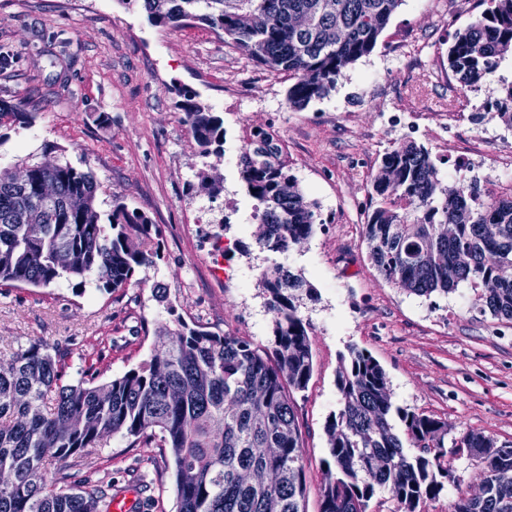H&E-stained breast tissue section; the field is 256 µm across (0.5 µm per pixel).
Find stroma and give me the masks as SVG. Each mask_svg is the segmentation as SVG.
Wrapping results in <instances>:
<instances>
[{"label": "stroma", "mask_w": 512, "mask_h": 512, "mask_svg": "<svg viewBox=\"0 0 512 512\" xmlns=\"http://www.w3.org/2000/svg\"><path fill=\"white\" fill-rule=\"evenodd\" d=\"M464 21L448 18V0H403L372 53L349 65L335 88L302 110L287 103L289 81L225 45L195 24L153 25L142 0H0V48L13 55L0 70V99L35 113L30 128L0 129V170L21 157L66 158L92 171L99 202L120 197L162 229V258L141 288L76 295L67 283L47 288L0 286V357L41 340L61 347L68 382L91 370L98 382L121 376L165 340L173 316L217 334L267 348L274 314L261 280L282 262L315 288L299 311L312 325L314 368L293 399L304 440L307 512H319L328 457L326 423L339 408L336 375L349 347L368 351L384 368L396 405L448 423L449 438L474 430L512 442V323L480 311L467 286L419 297L388 283L368 256L363 226L368 190L383 154L410 140L400 111L413 109L426 125L423 145L452 183L455 162L485 156L471 175L485 187L512 185V132L493 102L501 79H512V54L480 86L460 91L448 78L447 49ZM224 119V153L202 160L176 105L177 87ZM482 113L481 122L471 120ZM274 130L289 166L326 226L287 255L260 249L251 218L254 201L238 174L234 151L247 128ZM453 135L456 155L438 139ZM235 199L238 221L225 237L244 251L215 258L211 236L224 214L223 198L189 193L199 172ZM167 287L159 303L154 284ZM155 444L129 447L112 436L89 449L73 481L91 478L123 490L151 469L156 491L147 512H177L173 473ZM454 480L425 512H450L458 490L478 489L466 450L450 458Z\"/></svg>", "instance_id": "stroma-1"}]
</instances>
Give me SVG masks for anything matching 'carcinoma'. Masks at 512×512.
Wrapping results in <instances>:
<instances>
[{"label":"carcinoma","mask_w":512,"mask_h":512,"mask_svg":"<svg viewBox=\"0 0 512 512\" xmlns=\"http://www.w3.org/2000/svg\"><path fill=\"white\" fill-rule=\"evenodd\" d=\"M156 26L203 23L248 59L285 73L288 107L326 97L350 64L369 55L402 0H143ZM483 10L448 46V70L473 90L512 52V0H478ZM179 107L199 155L224 154V118L178 88ZM497 116L512 130V81L503 82ZM36 119L0 100V127ZM21 180L0 172V282L48 287L67 282L79 295L139 286L161 258L162 229L139 209L114 199L97 210L101 185L71 162L20 160ZM239 175L256 201L260 247L284 253L322 223L290 173L277 135L253 127L243 138ZM56 184L53 196L39 186ZM364 224L369 259L384 279L429 297L465 283L492 316L512 322V193L496 194L472 179L444 185L428 149L404 141L389 149L369 192ZM444 225L453 235L440 234ZM69 255L65 266L56 254ZM276 315L274 347L236 336L177 329L138 367L107 383L83 377L63 383L56 347L32 342L0 358V512H110L99 484L68 483L88 448L111 436L155 442L173 463L178 512H305L303 442L291 394L313 373L311 324L297 292L311 286L277 264L262 271ZM336 386L340 408L326 426L330 461L320 512H368L376 489L389 490L397 512H423L452 478L448 422L392 402L386 373L367 351L348 348ZM479 470L482 489L458 491L451 512H512V443L467 431L452 442ZM271 469V486L241 478Z\"/></svg>","instance_id":"obj_1"}]
</instances>
